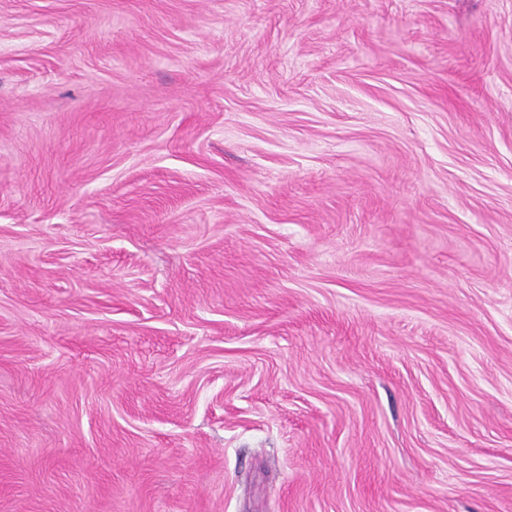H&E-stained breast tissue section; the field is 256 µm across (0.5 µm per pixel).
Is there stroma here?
Wrapping results in <instances>:
<instances>
[{"label": "stroma", "instance_id": "1", "mask_svg": "<svg viewBox=\"0 0 512 512\" xmlns=\"http://www.w3.org/2000/svg\"><path fill=\"white\" fill-rule=\"evenodd\" d=\"M0 512H512V0H0Z\"/></svg>", "mask_w": 512, "mask_h": 512}]
</instances>
